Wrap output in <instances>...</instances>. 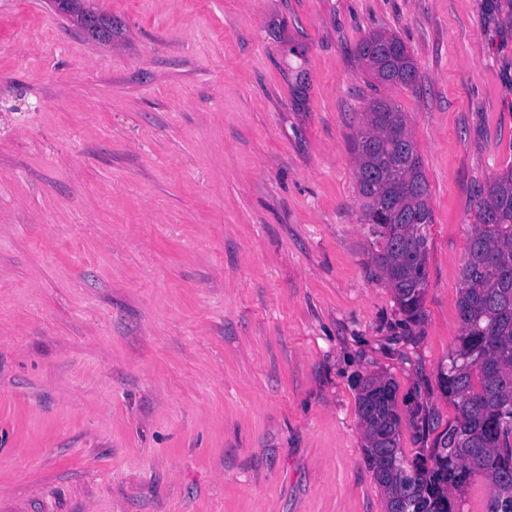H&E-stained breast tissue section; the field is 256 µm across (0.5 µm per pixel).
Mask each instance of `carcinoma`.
<instances>
[{
    "label": "carcinoma",
    "mask_w": 512,
    "mask_h": 512,
    "mask_svg": "<svg viewBox=\"0 0 512 512\" xmlns=\"http://www.w3.org/2000/svg\"><path fill=\"white\" fill-rule=\"evenodd\" d=\"M358 56L382 86L416 85L418 71L393 34L367 36ZM354 145L363 223L373 260L399 309L421 315L427 284L430 188L407 113L384 98L363 113ZM457 302L462 333L441 382L456 409L427 454L408 459L400 445L395 384L360 378L357 413L364 455L383 492L385 512H464L475 475L489 481L486 512H512V168L492 178L476 204Z\"/></svg>",
    "instance_id": "1"
}]
</instances>
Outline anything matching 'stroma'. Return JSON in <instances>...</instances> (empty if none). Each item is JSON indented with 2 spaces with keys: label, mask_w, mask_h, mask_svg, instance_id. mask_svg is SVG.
Segmentation results:
<instances>
[{
  "label": "stroma",
  "mask_w": 512,
  "mask_h": 512,
  "mask_svg": "<svg viewBox=\"0 0 512 512\" xmlns=\"http://www.w3.org/2000/svg\"><path fill=\"white\" fill-rule=\"evenodd\" d=\"M507 0H0V512H385L358 380L407 457L456 410L476 200L512 167ZM399 36L430 187L406 320L372 261L356 54ZM304 74L306 100L292 83Z\"/></svg>",
  "instance_id": "35a3bbf8"
}]
</instances>
